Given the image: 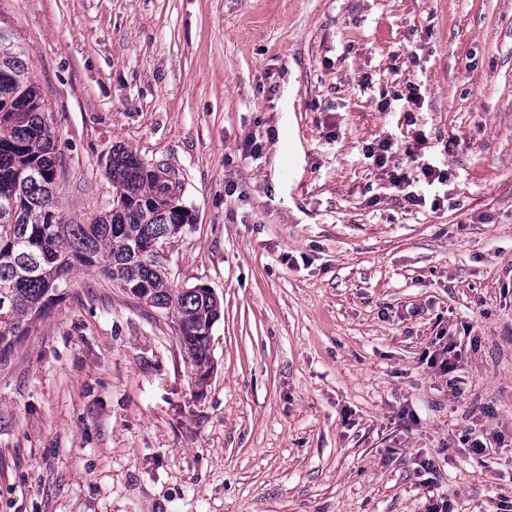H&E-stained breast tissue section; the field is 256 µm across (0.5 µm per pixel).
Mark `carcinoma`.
Segmentation results:
<instances>
[{
  "mask_svg": "<svg viewBox=\"0 0 512 512\" xmlns=\"http://www.w3.org/2000/svg\"><path fill=\"white\" fill-rule=\"evenodd\" d=\"M40 86L15 30L0 17V363L50 316L75 275L94 270L155 309L176 313L179 343L211 371L209 339L220 301L199 287L172 288L153 241L193 223L178 183L136 154L112 150V208L82 224L59 210L61 168Z\"/></svg>",
  "mask_w": 512,
  "mask_h": 512,
  "instance_id": "1",
  "label": "carcinoma"
}]
</instances>
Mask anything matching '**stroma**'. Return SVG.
<instances>
[{
  "instance_id": "obj_1",
  "label": "stroma",
  "mask_w": 512,
  "mask_h": 512,
  "mask_svg": "<svg viewBox=\"0 0 512 512\" xmlns=\"http://www.w3.org/2000/svg\"><path fill=\"white\" fill-rule=\"evenodd\" d=\"M0 14L52 114L65 219L111 208L113 147L162 165L194 222L158 260L221 303L201 384L172 311L78 273L0 364V512H425L430 480L452 512H512V0ZM411 84L422 108L382 109ZM443 329L447 377L422 363ZM486 432L510 447L474 455Z\"/></svg>"
}]
</instances>
